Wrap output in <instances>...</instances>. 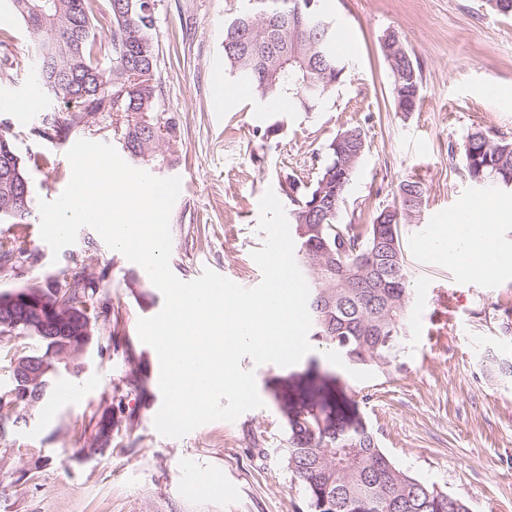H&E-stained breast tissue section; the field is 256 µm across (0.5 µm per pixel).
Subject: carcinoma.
<instances>
[{
	"label": "carcinoma",
	"instance_id": "1",
	"mask_svg": "<svg viewBox=\"0 0 512 512\" xmlns=\"http://www.w3.org/2000/svg\"><path fill=\"white\" fill-rule=\"evenodd\" d=\"M224 28V61L228 71L243 78L259 99L280 97L302 112L315 111L342 81L349 61L335 54L337 32L324 14L322 0H240ZM37 49L38 84L58 98L77 103L88 115L110 112L120 118L119 135L128 161L145 166L171 163L162 152L175 148L178 125L159 111L155 83V0H109L112 36L111 65L99 55L93 0H10ZM393 75L394 108L413 112L421 100V71L412 54L385 55ZM365 138L358 127L339 132L325 148L315 180L304 191L289 182L294 209L290 224L297 239V265L309 282L308 311L312 337L331 346L348 362L385 365L399 357L408 299L402 228L420 214L426 189L419 180L400 183L394 201L378 211L360 232L338 222L346 193L357 170ZM463 167L478 187L512 190V142L494 139L481 129L469 131L462 144ZM9 165L14 179H0V221L24 225L30 209L16 210V192L29 181L26 162L7 132L0 130V170ZM304 224L317 231L303 234ZM384 226L388 246L375 249L377 226ZM379 257L374 269L345 286L325 264L352 267L366 251ZM35 258L26 237L0 239V269L13 271ZM386 281L391 288H378ZM46 305L79 314L91 325V342L99 341L100 325L110 320L109 290L74 267L64 281L48 277L24 286ZM27 341L24 350L0 351V371L9 383L0 387V442L27 423L29 412L47 400L63 374L77 375L82 364L54 356L52 340L35 330L0 324V342ZM25 359L47 361L51 370L33 384L16 378ZM272 397L288 428L286 462L304 486L310 512H468L460 498L410 476L393 461L381 467L386 454L366 422L339 405L322 383L303 387L277 378ZM112 412L95 423L89 447L106 451L112 439L99 442Z\"/></svg>",
	"mask_w": 512,
	"mask_h": 512
}]
</instances>
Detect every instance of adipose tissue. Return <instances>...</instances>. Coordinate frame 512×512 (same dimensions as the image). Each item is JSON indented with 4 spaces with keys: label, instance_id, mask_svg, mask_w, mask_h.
Listing matches in <instances>:
<instances>
[{
    "label": "adipose tissue",
    "instance_id": "ef3b65f1",
    "mask_svg": "<svg viewBox=\"0 0 512 512\" xmlns=\"http://www.w3.org/2000/svg\"><path fill=\"white\" fill-rule=\"evenodd\" d=\"M490 209L487 202L473 207L471 216L479 222V231L462 232L454 226L445 233L434 232L428 238L429 247L443 254L449 265L464 274L480 277L497 274L500 270L497 256L502 247L488 222Z\"/></svg>",
    "mask_w": 512,
    "mask_h": 512
}]
</instances>
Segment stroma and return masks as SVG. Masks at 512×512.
I'll list each match as a JSON object with an SVG mask.
<instances>
[{"label": "stroma", "instance_id": "obj_1", "mask_svg": "<svg viewBox=\"0 0 512 512\" xmlns=\"http://www.w3.org/2000/svg\"><path fill=\"white\" fill-rule=\"evenodd\" d=\"M239 0H156L152 31L162 109L177 121L176 160L163 177L181 180L170 215V269L181 280L211 269L237 284L256 286L262 274L251 254L260 249L258 202L273 189L291 208L289 181L309 185L318 156L340 131L361 127L366 146L339 214L343 224L371 223L390 204L399 183L421 181L427 192L420 220L405 225L410 291L402 350L389 365L355 366L322 345L299 363L254 364L262 407L235 421L206 423L174 439L154 427L162 395L153 386L156 361L137 331L139 319L162 309L155 293L143 306L134 278L142 267L109 248L92 228L53 253L40 237V213L28 224L0 223V237L26 233L37 259L22 272L0 270V291L74 266L106 277L112 320L102 335L106 354L88 349L74 383L82 395L56 403L51 415L35 410L12 430L13 455L0 460V512H309L307 495L286 463L288 433L273 402L272 379L311 369L332 376L336 392L366 421L380 448L401 469L464 499L471 512H512V269L466 277L433 262L427 235L447 228L456 210L482 198L464 175L461 144L480 128L512 140V17L490 13L485 0H323L337 31L347 33L351 63L343 81L313 113L290 103L272 112L266 102L228 97L215 79L224 67V25ZM400 32L422 71L418 109H394L393 77L380 49L386 31ZM0 97L14 110L0 122L30 167L33 199L56 200L71 178L67 151L80 139L118 145L112 118H82L77 105L37 86L32 47L8 0H0ZM63 130L40 136L43 114ZM275 135H267V128ZM115 425L112 446L89 453L86 443L104 411ZM40 449L35 462L31 449ZM220 473L224 493L213 496L187 484L188 471Z\"/></svg>", "mask_w": 512, "mask_h": 512}]
</instances>
